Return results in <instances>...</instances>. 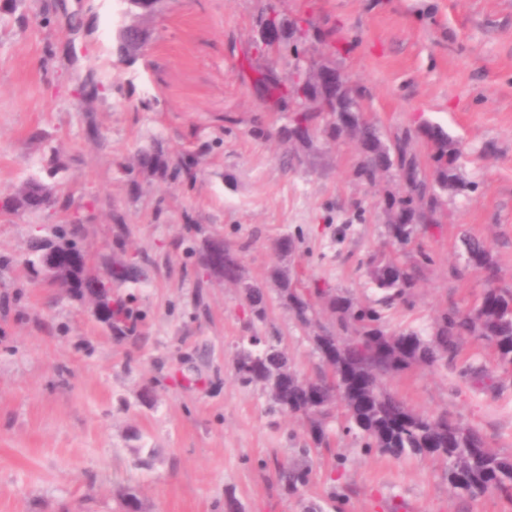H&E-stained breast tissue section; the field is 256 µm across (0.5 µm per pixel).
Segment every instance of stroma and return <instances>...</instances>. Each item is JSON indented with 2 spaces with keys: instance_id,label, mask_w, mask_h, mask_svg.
Wrapping results in <instances>:
<instances>
[{
  "instance_id": "35a3bbf8",
  "label": "stroma",
  "mask_w": 512,
  "mask_h": 512,
  "mask_svg": "<svg viewBox=\"0 0 512 512\" xmlns=\"http://www.w3.org/2000/svg\"><path fill=\"white\" fill-rule=\"evenodd\" d=\"M269 8L312 22L310 35L257 51ZM129 21L147 39L122 58L113 35ZM298 56L342 70L426 182L424 124L462 152L465 190L441 194L436 223L396 253L417 284L383 309V329L429 339L444 313L479 300L490 282L468 265L466 235L491 253L492 283L512 288V0H158L147 14L127 0H0V198L37 179L57 200L0 211V512H126L131 493L140 512H512L511 496L451 489L441 461L366 448L340 416L325 425L329 447H312L305 419L271 411L267 390L235 374L252 335L299 376L324 370L314 336L349 337L329 300L379 298L367 262L388 242L387 199L404 193L397 170L358 177L352 138L319 126L307 143L283 139L289 115L253 78L288 79ZM91 65L95 94L83 88ZM145 149L192 171L152 173ZM76 216L96 270L128 257L144 270L112 285L143 314L137 337L24 264L32 236ZM283 236L288 257L274 248ZM214 239L267 286L265 320L202 268ZM277 268L309 301V323L272 287ZM383 382L415 413L448 415L512 456V367L477 337L451 362ZM300 461L308 483L284 487L276 464Z\"/></svg>"
}]
</instances>
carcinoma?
I'll list each match as a JSON object with an SVG mask.
<instances>
[{
	"label": "carcinoma",
	"mask_w": 512,
	"mask_h": 512,
	"mask_svg": "<svg viewBox=\"0 0 512 512\" xmlns=\"http://www.w3.org/2000/svg\"><path fill=\"white\" fill-rule=\"evenodd\" d=\"M303 75L295 65L292 92L298 109L291 122L307 127L329 115L333 117L326 131L334 138L354 137L362 152L363 161L357 175L370 181L389 169L390 159L398 157L399 176L407 195L386 203L389 212L388 244L404 246L411 242L417 226L435 222L437 196L420 178L419 166L407 156L404 145L394 148L385 144L377 125L363 117L359 109L352 112L335 111L336 96L313 92L300 83ZM424 137L431 147V160L436 173L435 182L443 190L460 191L457 168L461 152L456 143L438 126H424ZM140 165L164 175L169 163L158 152L140 155ZM29 196L18 192L4 200L9 212L41 211L57 203L38 202L43 184L36 180ZM79 221L74 219L67 227L59 228L54 237H36L29 241L25 263L38 267L36 257L43 243H48L62 256L63 270L53 286L69 292L76 298L93 294L112 295V281L138 278L136 266L123 261H110L112 270L108 280L91 272L83 258L86 250L78 235ZM468 264L494 276L495 262L484 244L477 238L465 239ZM201 263L211 274L226 281L242 283V271L237 254L224 249V264L210 263L209 248H204ZM369 274L373 284L384 293L381 304L388 305L397 296L415 285V274L399 264L391 254L378 250L370 256ZM272 277L278 284L283 304L291 309L302 323H309V304L294 291L288 275L281 269ZM244 284V283H242ZM245 298L254 316H266V294L257 284H244ZM333 311L349 315L352 320L350 339L340 338L330 331L313 337L320 357L331 371L320 372L311 378H301L288 366L285 353L264 336H250L242 343L235 357V371L244 384L261 383L268 388L275 408L282 412L306 418L310 438L315 447L329 445L323 420L340 407L349 428L358 430L368 448H376L384 455L402 458L407 455L430 456L448 464V482L456 489L470 494L489 490H512V457H502L488 448L483 436L475 429L453 424L445 415L424 416L411 411L403 401L390 393L382 378L394 375L413 365L434 367L453 355L458 340L463 336H477L491 345L498 359L512 366V291L488 286L472 309L453 311L444 315L438 324L434 339L427 342L414 331L386 334L380 324V313L372 307H354L352 300L337 295L330 299ZM141 316L131 300H117L108 327L125 334L136 332ZM280 481L285 486L304 485L309 480L306 467H278Z\"/></svg>",
	"instance_id": "obj_1"
}]
</instances>
